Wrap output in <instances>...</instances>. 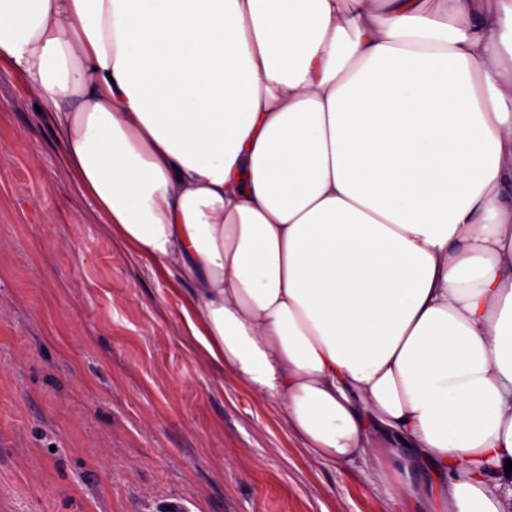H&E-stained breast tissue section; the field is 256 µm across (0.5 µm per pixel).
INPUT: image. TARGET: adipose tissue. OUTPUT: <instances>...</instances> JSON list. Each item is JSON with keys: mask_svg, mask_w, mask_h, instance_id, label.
I'll list each match as a JSON object with an SVG mask.
<instances>
[{"mask_svg": "<svg viewBox=\"0 0 512 512\" xmlns=\"http://www.w3.org/2000/svg\"><path fill=\"white\" fill-rule=\"evenodd\" d=\"M1 64L312 458L512 512V0H0Z\"/></svg>", "mask_w": 512, "mask_h": 512, "instance_id": "obj_1", "label": "adipose tissue"}]
</instances>
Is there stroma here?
Listing matches in <instances>:
<instances>
[{
	"label": "stroma",
	"instance_id": "obj_1",
	"mask_svg": "<svg viewBox=\"0 0 512 512\" xmlns=\"http://www.w3.org/2000/svg\"><path fill=\"white\" fill-rule=\"evenodd\" d=\"M185 285L111 235L0 65V512H382L195 346Z\"/></svg>",
	"mask_w": 512,
	"mask_h": 512
}]
</instances>
